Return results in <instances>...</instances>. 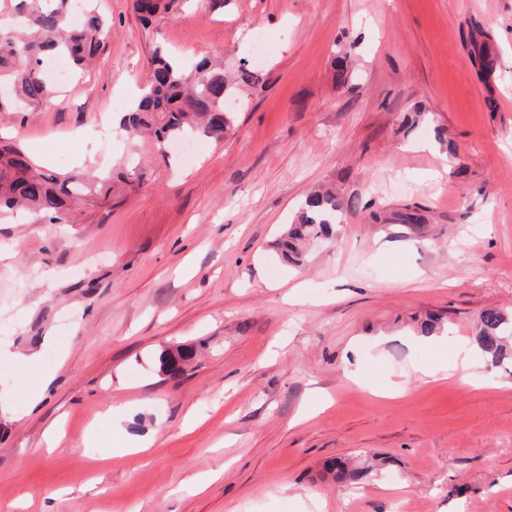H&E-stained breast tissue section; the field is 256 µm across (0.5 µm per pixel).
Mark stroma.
Instances as JSON below:
<instances>
[{
	"instance_id": "obj_1",
	"label": "stroma",
	"mask_w": 512,
	"mask_h": 512,
	"mask_svg": "<svg viewBox=\"0 0 512 512\" xmlns=\"http://www.w3.org/2000/svg\"><path fill=\"white\" fill-rule=\"evenodd\" d=\"M97 5V65L0 136L77 171L93 134L96 171L143 177L69 224L0 214V346L34 357L0 363V512H512V364H458L478 313L512 309V0H181L153 30ZM261 34L233 134L190 163L99 137L155 45L232 72ZM320 185L352 207L288 264L274 242ZM193 353V346L188 345L176 348L175 352L163 351L158 357L159 372L169 375L181 373L193 358Z\"/></svg>"
}]
</instances>
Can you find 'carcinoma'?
I'll use <instances>...</instances> for the list:
<instances>
[{"mask_svg":"<svg viewBox=\"0 0 512 512\" xmlns=\"http://www.w3.org/2000/svg\"><path fill=\"white\" fill-rule=\"evenodd\" d=\"M74 0H0V112L14 111L21 103L43 108L57 97L58 88L43 69L50 56L65 58L78 70L91 66L104 50L110 27L83 0L82 18L72 21ZM177 0H133V8L146 26L157 17L175 14ZM150 79L119 124L129 134L147 132L159 149L173 142L203 137L221 142L233 130L236 113L228 107L234 85L259 83L256 71L246 65L234 77L209 58L186 67L169 56L160 44L147 59ZM109 176L62 175L38 166L15 145L0 148V213L22 210L50 223H68L75 206L112 194ZM347 206L331 188L310 193L297 221L281 235L277 246L290 263L300 262L301 245L328 238L342 222ZM476 345L489 365L501 366L512 358V311L483 310L476 321ZM194 348L182 346L158 357L159 372L176 375L193 358Z\"/></svg>","mask_w":512,"mask_h":512,"instance_id":"carcinoma-1","label":"carcinoma"}]
</instances>
